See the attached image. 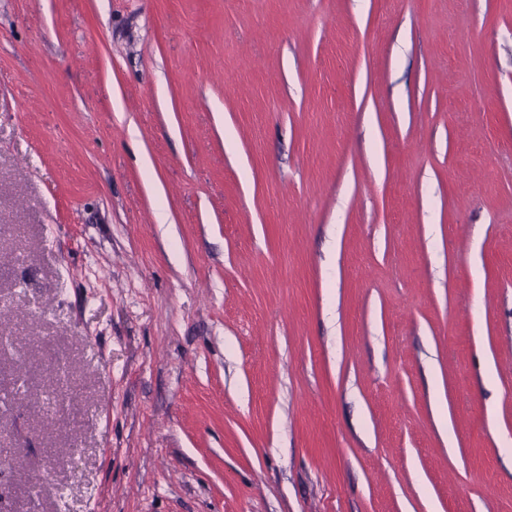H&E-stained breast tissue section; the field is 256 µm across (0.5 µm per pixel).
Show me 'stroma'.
Returning a JSON list of instances; mask_svg holds the SVG:
<instances>
[{"instance_id": "stroma-1", "label": "stroma", "mask_w": 512, "mask_h": 512, "mask_svg": "<svg viewBox=\"0 0 512 512\" xmlns=\"http://www.w3.org/2000/svg\"><path fill=\"white\" fill-rule=\"evenodd\" d=\"M0 267V512H512V0H0Z\"/></svg>"}]
</instances>
